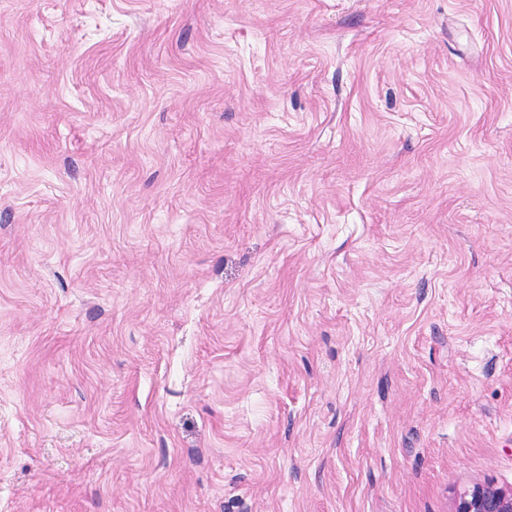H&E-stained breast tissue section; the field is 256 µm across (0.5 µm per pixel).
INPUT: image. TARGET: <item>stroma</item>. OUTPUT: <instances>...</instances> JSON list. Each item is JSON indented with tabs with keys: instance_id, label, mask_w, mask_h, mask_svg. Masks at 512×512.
I'll return each instance as SVG.
<instances>
[{
	"instance_id": "stroma-1",
	"label": "stroma",
	"mask_w": 512,
	"mask_h": 512,
	"mask_svg": "<svg viewBox=\"0 0 512 512\" xmlns=\"http://www.w3.org/2000/svg\"><path fill=\"white\" fill-rule=\"evenodd\" d=\"M487 484L512 0H0V512Z\"/></svg>"
}]
</instances>
